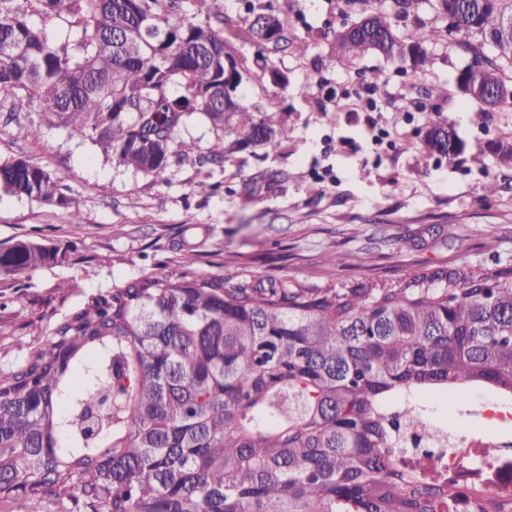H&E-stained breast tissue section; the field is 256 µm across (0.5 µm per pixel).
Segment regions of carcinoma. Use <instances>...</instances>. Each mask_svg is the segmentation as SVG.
Masks as SVG:
<instances>
[{"label":"carcinoma","mask_w":512,"mask_h":512,"mask_svg":"<svg viewBox=\"0 0 512 512\" xmlns=\"http://www.w3.org/2000/svg\"><path fill=\"white\" fill-rule=\"evenodd\" d=\"M426 3L442 26L398 33ZM370 9L334 52L383 56L417 72L447 35L467 59L457 88L480 112L512 110V0H394ZM181 0H0V96L28 99L98 142L120 166L158 175L192 146L175 140L199 112L244 146L288 127L237 95L245 73L223 13L180 17ZM256 64L277 87L280 18L255 12ZM80 16V54L52 47L30 18ZM480 76L489 96L469 88ZM231 93L224 94V88ZM428 153L465 150L433 124ZM0 189L61 203V185L22 158ZM64 258L30 239L0 247V279ZM476 390L512 402V265L423 269L390 288H291L274 280L149 276L98 294L19 369L0 373V500L42 512L52 495L85 512H451L446 480L392 454L387 410L409 419Z\"/></svg>","instance_id":"1"}]
</instances>
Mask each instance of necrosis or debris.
<instances>
[{"label":"necrosis or debris","mask_w":512,"mask_h":512,"mask_svg":"<svg viewBox=\"0 0 512 512\" xmlns=\"http://www.w3.org/2000/svg\"><path fill=\"white\" fill-rule=\"evenodd\" d=\"M453 415L454 425L444 427L434 412L407 423L402 408L392 409L398 453L411 462L423 460L424 480L457 486L458 512H478L485 492L512 506V407L471 395L455 404Z\"/></svg>","instance_id":"4bbe7bcc"}]
</instances>
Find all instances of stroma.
<instances>
[{
    "label": "stroma",
    "instance_id": "obj_1",
    "mask_svg": "<svg viewBox=\"0 0 512 512\" xmlns=\"http://www.w3.org/2000/svg\"><path fill=\"white\" fill-rule=\"evenodd\" d=\"M251 4L272 10L288 32L273 55L286 88L254 63ZM219 5L230 19L224 40L246 74L241 96L286 125L287 141L242 148L193 114L179 135L193 152L155 176L117 165L37 104L0 113V163H36L61 177L65 196L47 204L0 190V243L34 239L66 253L54 266L0 282V372L21 367L90 297L147 276L341 289L394 285L424 268L512 265V166L478 152L512 142V112L487 116L461 95L456 76L465 60L453 40L432 46L421 73L380 57L349 66L332 49L336 29L360 14L344 0ZM298 39L306 51L296 49ZM433 84L447 99H426ZM434 121L456 130L463 154L423 156ZM34 127L39 136H30ZM219 138L226 158L207 162ZM333 255L343 264L331 265Z\"/></svg>",
    "mask_w": 512,
    "mask_h": 512
}]
</instances>
